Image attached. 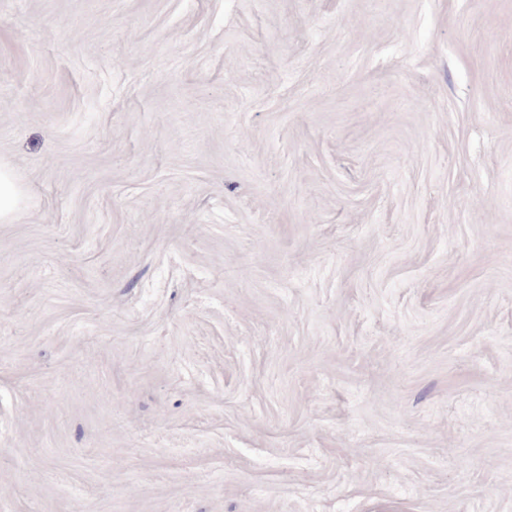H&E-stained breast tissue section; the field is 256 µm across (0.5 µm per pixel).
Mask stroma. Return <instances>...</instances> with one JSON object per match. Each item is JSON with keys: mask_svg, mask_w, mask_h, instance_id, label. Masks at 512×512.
I'll use <instances>...</instances> for the list:
<instances>
[{"mask_svg": "<svg viewBox=\"0 0 512 512\" xmlns=\"http://www.w3.org/2000/svg\"><path fill=\"white\" fill-rule=\"evenodd\" d=\"M0 512H512V0H0ZM25 191L18 184L7 165L0 163V223H9L19 209Z\"/></svg>", "mask_w": 512, "mask_h": 512, "instance_id": "35a3bbf8", "label": "stroma"}]
</instances>
